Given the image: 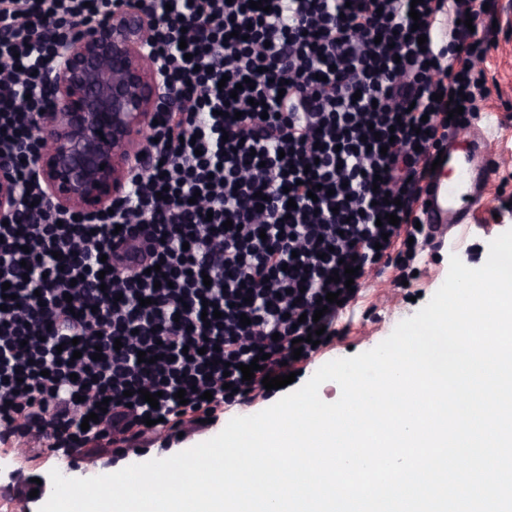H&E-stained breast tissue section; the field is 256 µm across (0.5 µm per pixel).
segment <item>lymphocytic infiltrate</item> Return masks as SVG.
<instances>
[{
    "label": "lymphocytic infiltrate",
    "instance_id": "lymphocytic-infiltrate-1",
    "mask_svg": "<svg viewBox=\"0 0 512 512\" xmlns=\"http://www.w3.org/2000/svg\"><path fill=\"white\" fill-rule=\"evenodd\" d=\"M127 2L0 0V156L17 195L0 224L11 293L0 310V443L22 455L185 433L267 397L264 376L298 366L294 339L311 358L308 334L337 336L368 276L409 269L430 239L419 220L431 165L449 131L480 114L488 0H268L265 11L142 0L159 17L164 78L187 107L152 127L111 209L34 205L37 75L55 66L59 43ZM351 260L359 272L343 291L331 277ZM330 292L340 303L317 315ZM206 300L220 312L208 322ZM262 352L244 380L241 365Z\"/></svg>",
    "mask_w": 512,
    "mask_h": 512
}]
</instances>
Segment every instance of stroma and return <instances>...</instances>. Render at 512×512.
<instances>
[{
	"label": "stroma",
	"instance_id": "stroma-1",
	"mask_svg": "<svg viewBox=\"0 0 512 512\" xmlns=\"http://www.w3.org/2000/svg\"><path fill=\"white\" fill-rule=\"evenodd\" d=\"M494 18L499 33L487 56L486 72L491 89L480 106L483 112L495 114L497 122L490 131L492 150L499 161L497 172L491 173L486 186L489 200L487 207L475 211L468 226L449 231V244L427 246L416 265L419 276L409 288H395V270L382 276L370 277L357 299L339 320L340 336L327 347L315 353L308 361L299 364L296 385H303L325 363L357 355L375 348L385 340L403 320L416 314L445 281L449 270L450 255H457L468 266H482L489 252L490 242L506 230L512 229V213L494 217L498 208L502 179L512 173V0H496ZM273 398H259L247 406L226 408L214 426L187 433L175 440L170 447H163L156 437L146 439L141 451H131L117 460V467H126L152 459H163L189 449L209 439L215 428L225 426L237 416H250L273 405ZM68 473L70 477L84 475V466L68 462L46 451L36 456L16 455L10 447L0 445V512H39L40 503L20 501L14 489L13 474L27 478H48L51 470Z\"/></svg>",
	"mask_w": 512,
	"mask_h": 512
}]
</instances>
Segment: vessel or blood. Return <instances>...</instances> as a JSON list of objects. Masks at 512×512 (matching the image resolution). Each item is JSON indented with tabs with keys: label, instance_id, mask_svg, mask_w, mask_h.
I'll list each match as a JSON object with an SVG mask.
<instances>
[{
	"label": "vessel or blood",
	"instance_id": "b4317fda",
	"mask_svg": "<svg viewBox=\"0 0 512 512\" xmlns=\"http://www.w3.org/2000/svg\"><path fill=\"white\" fill-rule=\"evenodd\" d=\"M464 154L445 149L442 162L436 168L429 190L423 198L427 202L424 219L432 224L438 241H445L451 227L469 223L474 211L484 202L476 194L478 177L488 175L495 166V157L485 139L473 136Z\"/></svg>",
	"mask_w": 512,
	"mask_h": 512
}]
</instances>
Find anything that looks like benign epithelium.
<instances>
[{
    "instance_id": "1",
    "label": "benign epithelium",
    "mask_w": 512,
    "mask_h": 512,
    "mask_svg": "<svg viewBox=\"0 0 512 512\" xmlns=\"http://www.w3.org/2000/svg\"><path fill=\"white\" fill-rule=\"evenodd\" d=\"M156 22L142 7L106 10L58 46L56 66L40 75L45 112L34 129L44 144L32 164L42 203L95 212L127 195L130 168L153 121L185 107L182 94L161 78L151 39ZM15 200L12 161L0 156L1 219L14 212ZM13 480L27 502L45 493L44 483L19 473Z\"/></svg>"
}]
</instances>
